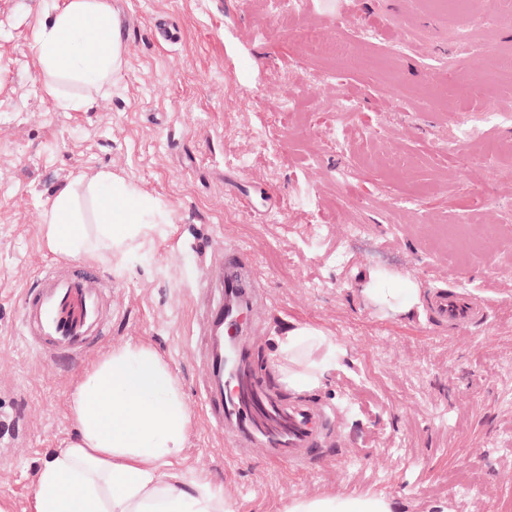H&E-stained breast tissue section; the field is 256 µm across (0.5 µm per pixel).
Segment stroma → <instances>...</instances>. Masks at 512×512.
Segmentation results:
<instances>
[{
    "label": "stroma",
    "mask_w": 512,
    "mask_h": 512,
    "mask_svg": "<svg viewBox=\"0 0 512 512\" xmlns=\"http://www.w3.org/2000/svg\"><path fill=\"white\" fill-rule=\"evenodd\" d=\"M121 71L87 112L43 89L33 29L47 0H0V505L29 512L42 463L75 436L81 374L128 340L177 376L193 426L176 469L222 483L236 512H282L297 495L382 494L396 512L512 506V82L440 111L449 72L494 73L512 51V0L483 15L463 50L455 18L424 0H109ZM165 19L168 41L154 24ZM356 99L345 112L341 100ZM109 171L157 205L151 244L95 262L108 336L80 360L44 361L19 330V297L58 259L42 213L78 172ZM355 224L367 234H351ZM245 248L264 292L256 350L289 321L344 350L313 398L338 408L335 452L306 473L259 451L236 461L205 411L206 267ZM371 270L459 285L490 305L451 330L379 310Z\"/></svg>",
    "instance_id": "35a3bbf8"
}]
</instances>
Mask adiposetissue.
Wrapping results in <instances>:
<instances>
[{
	"label": "adipose tissue",
	"instance_id": "adipose-tissue-1",
	"mask_svg": "<svg viewBox=\"0 0 512 512\" xmlns=\"http://www.w3.org/2000/svg\"><path fill=\"white\" fill-rule=\"evenodd\" d=\"M43 88L64 112H87L123 64V38L107 0H54L33 31ZM83 86L80 94L67 84ZM87 188L97 216L90 241L76 204ZM154 205L112 172L79 174L44 211L42 240L52 254L99 259L126 254L151 239ZM363 293L371 303L407 314L416 285L368 272ZM343 351L324 330L292 321L274 337L269 358L281 383L296 392L319 388ZM77 435L41 466L30 512H234L221 484L173 469L184 451L192 418L169 363L150 344L131 340L113 348L80 378L72 397ZM283 512H395L384 496L353 499L299 495Z\"/></svg>",
	"mask_w": 512,
	"mask_h": 512
}]
</instances>
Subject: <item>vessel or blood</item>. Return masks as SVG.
Here are the masks:
<instances>
[{"mask_svg":"<svg viewBox=\"0 0 512 512\" xmlns=\"http://www.w3.org/2000/svg\"><path fill=\"white\" fill-rule=\"evenodd\" d=\"M243 258L240 248L227 254L219 268L223 293L206 312L216 340L207 350L213 385L205 391V407L223 426L231 458L259 448L268 460L307 472L326 451L336 411L311 401L286 400L253 369L254 338L244 328L258 313L257 286L245 275ZM426 316L432 323L462 328L484 321L487 313L464 289L436 287L429 292ZM111 321L103 283L89 267L46 270L22 293L23 335L46 360L83 357L105 336Z\"/></svg>","mask_w":512,"mask_h":512,"instance_id":"1","label":"vessel or blood"}]
</instances>
